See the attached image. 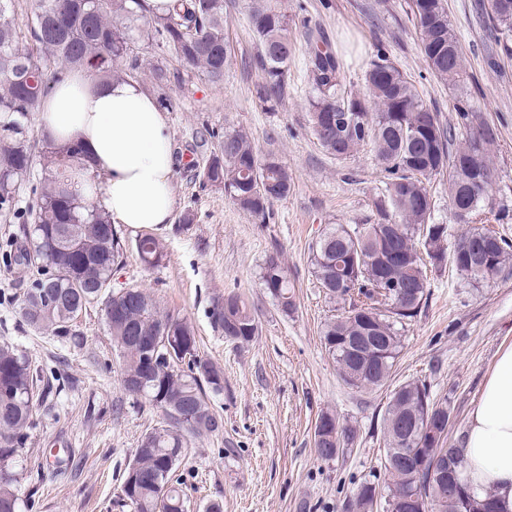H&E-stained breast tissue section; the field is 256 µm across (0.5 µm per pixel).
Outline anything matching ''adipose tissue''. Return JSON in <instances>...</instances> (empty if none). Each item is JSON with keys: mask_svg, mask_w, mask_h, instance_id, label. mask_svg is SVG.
<instances>
[{"mask_svg": "<svg viewBox=\"0 0 512 512\" xmlns=\"http://www.w3.org/2000/svg\"><path fill=\"white\" fill-rule=\"evenodd\" d=\"M40 125L54 144H77L103 179L88 204L131 229L168 223L174 208L172 139L163 108L139 83L105 86L77 73L53 86ZM459 476L475 496L492 491L512 512V344L502 347L457 447Z\"/></svg>", "mask_w": 512, "mask_h": 512, "instance_id": "ef3b65f1", "label": "adipose tissue"}]
</instances>
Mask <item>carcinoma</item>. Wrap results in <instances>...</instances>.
<instances>
[{"mask_svg": "<svg viewBox=\"0 0 512 512\" xmlns=\"http://www.w3.org/2000/svg\"><path fill=\"white\" fill-rule=\"evenodd\" d=\"M15 2L0 0L1 211H11L32 169L24 119L40 109L53 85L72 73L85 71L102 85L123 79L142 68L141 51L157 44L181 70L211 83L224 80L231 57L224 23L232 0H170L159 13L146 0H35L23 25L15 18ZM410 8L429 69L443 81L456 82L463 61L443 0H411ZM483 10L502 49L512 55V0H483ZM249 24L261 45L254 60L264 78L261 97L277 103L288 82L293 50L288 15L269 0H255ZM309 72L314 91L310 122L320 146L340 159L366 147L386 173L390 208H381L374 224H339L324 232L312 247L311 259L312 276L338 310L324 324V347L347 386L372 391L391 376L403 348L404 327L427 298L424 258L441 263L446 257L448 225L432 223L429 185L448 175L456 220L474 223L484 214L493 183L490 155L497 134L462 112L460 120L469 130L464 142L456 143L452 129L385 55L370 60L358 92L343 83L340 62L328 46L314 49ZM343 105L358 108L363 121L338 141L327 119L336 117ZM201 177L262 221L291 187L287 169L273 156L259 160L251 137L240 130L221 135ZM96 180L78 146L46 143L36 201L29 209L34 225L24 228L25 248L11 241L5 258L29 275L22 312L25 325L35 332L72 342L78 338L79 316L104 299V322L122 357V382L143 376L144 350L130 337L140 331L156 338L158 349L145 382L123 389L161 410L163 425L142 436L122 475L121 500L130 512H187L176 472L192 438L223 428L211 397L224 392V372L200 355L194 327L186 318L138 286L110 290L113 267L121 263L126 244L103 210L83 204L81 190L95 186ZM485 225L492 249L475 262L478 270L464 261L452 262L460 276L478 283L496 278L512 264V243L491 222ZM61 234L78 246L80 256L49 254ZM136 242L145 264L155 265L164 257L156 237L144 234ZM82 259L95 264L98 287H87ZM261 279L281 312H294L293 284L281 251L266 256ZM210 315L214 328L229 341L244 345L259 335V322L235 293L225 295ZM50 389L42 369L27 355L9 343L0 344V512H19L11 465L34 425L36 406ZM450 416L448 400L433 397L424 383L395 389L382 418L385 486L362 482L342 512H372L376 500L382 512H497L492 493L477 498L458 476V456L447 445ZM356 435L355 427L323 412L314 430L317 458L332 461L329 449L351 444ZM432 452L448 460L443 484L428 480Z\"/></svg>", "mask_w": 512, "mask_h": 512, "instance_id": "1", "label": "carcinoma"}]
</instances>
